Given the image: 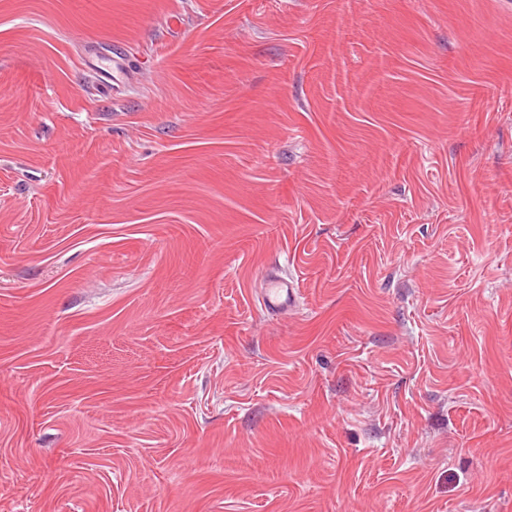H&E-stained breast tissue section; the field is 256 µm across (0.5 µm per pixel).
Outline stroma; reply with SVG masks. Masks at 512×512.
<instances>
[{"mask_svg": "<svg viewBox=\"0 0 512 512\" xmlns=\"http://www.w3.org/2000/svg\"><path fill=\"white\" fill-rule=\"evenodd\" d=\"M0 512H512V0H0ZM297 288L293 281L278 276H268L262 296V306L266 310L287 308L295 299Z\"/></svg>", "mask_w": 512, "mask_h": 512, "instance_id": "1", "label": "stroma"}]
</instances>
